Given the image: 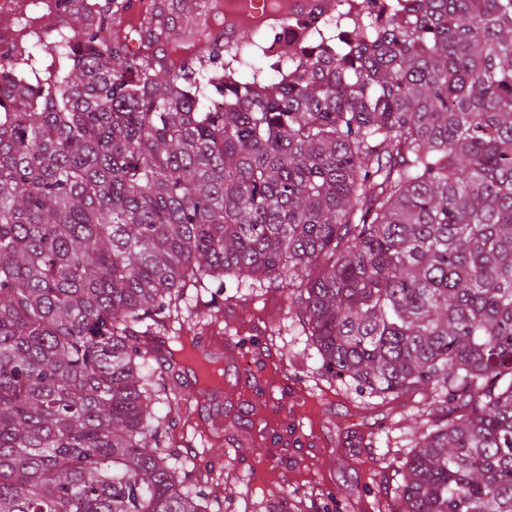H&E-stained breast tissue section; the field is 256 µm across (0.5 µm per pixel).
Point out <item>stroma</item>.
<instances>
[{
  "instance_id": "35a3bbf8",
  "label": "stroma",
  "mask_w": 512,
  "mask_h": 512,
  "mask_svg": "<svg viewBox=\"0 0 512 512\" xmlns=\"http://www.w3.org/2000/svg\"><path fill=\"white\" fill-rule=\"evenodd\" d=\"M211 304L210 318L181 325L223 369L222 387L182 403L170 437L211 471L222 512H263L273 490L289 512H381L404 480L424 391L384 400L327 380L286 292L245 288Z\"/></svg>"
}]
</instances>
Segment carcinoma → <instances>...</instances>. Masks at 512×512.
<instances>
[{
	"label": "carcinoma",
	"instance_id": "cac0c4a2",
	"mask_svg": "<svg viewBox=\"0 0 512 512\" xmlns=\"http://www.w3.org/2000/svg\"><path fill=\"white\" fill-rule=\"evenodd\" d=\"M58 2L77 49L0 65V512H213L165 441L213 285L427 391L388 512H512V0L319 7L272 83L217 0Z\"/></svg>",
	"mask_w": 512,
	"mask_h": 512
}]
</instances>
